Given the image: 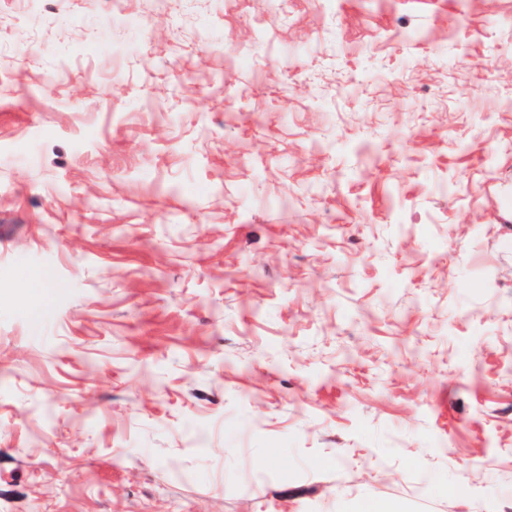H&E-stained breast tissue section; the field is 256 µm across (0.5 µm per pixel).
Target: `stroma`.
<instances>
[{
	"instance_id": "stroma-1",
	"label": "stroma",
	"mask_w": 512,
	"mask_h": 512,
	"mask_svg": "<svg viewBox=\"0 0 512 512\" xmlns=\"http://www.w3.org/2000/svg\"><path fill=\"white\" fill-rule=\"evenodd\" d=\"M512 512V0H0V512Z\"/></svg>"
}]
</instances>
